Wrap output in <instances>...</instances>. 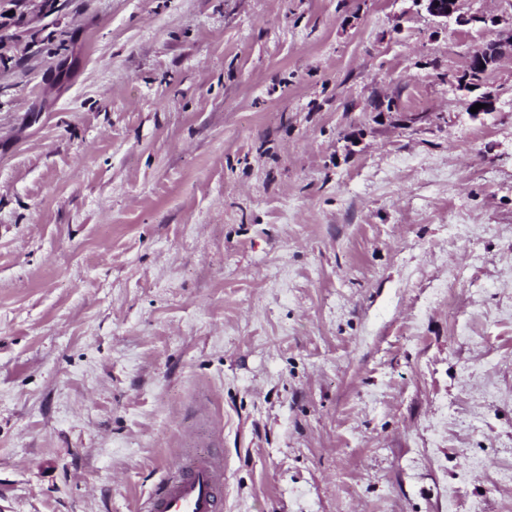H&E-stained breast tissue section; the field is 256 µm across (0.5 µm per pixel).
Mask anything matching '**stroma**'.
Masks as SVG:
<instances>
[{"label": "stroma", "instance_id": "35a3bbf8", "mask_svg": "<svg viewBox=\"0 0 512 512\" xmlns=\"http://www.w3.org/2000/svg\"><path fill=\"white\" fill-rule=\"evenodd\" d=\"M415 0H56L0 52V512H512V53ZM139 512H223L224 462L218 456L189 457L167 470Z\"/></svg>", "mask_w": 512, "mask_h": 512}]
</instances>
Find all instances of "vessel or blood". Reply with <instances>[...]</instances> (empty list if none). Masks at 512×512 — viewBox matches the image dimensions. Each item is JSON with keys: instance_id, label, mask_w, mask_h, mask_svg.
Here are the masks:
<instances>
[{"instance_id": "1", "label": "vessel or blood", "mask_w": 512, "mask_h": 512, "mask_svg": "<svg viewBox=\"0 0 512 512\" xmlns=\"http://www.w3.org/2000/svg\"><path fill=\"white\" fill-rule=\"evenodd\" d=\"M138 512H224V462L217 456L189 457L168 469Z\"/></svg>"}]
</instances>
